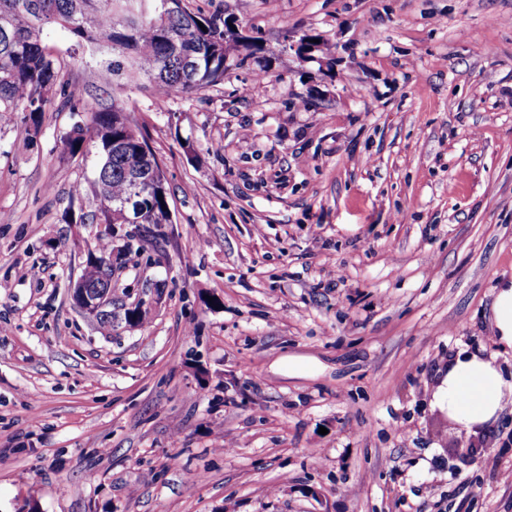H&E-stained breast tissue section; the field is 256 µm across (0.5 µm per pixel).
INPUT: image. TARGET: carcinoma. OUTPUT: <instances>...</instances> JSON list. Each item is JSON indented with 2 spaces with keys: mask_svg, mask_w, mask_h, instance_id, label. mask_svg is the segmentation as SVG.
Returning a JSON list of instances; mask_svg holds the SVG:
<instances>
[{
  "mask_svg": "<svg viewBox=\"0 0 512 512\" xmlns=\"http://www.w3.org/2000/svg\"><path fill=\"white\" fill-rule=\"evenodd\" d=\"M0 114L17 116L38 135L45 112L60 95L69 111L86 120L65 135L71 158L95 147L98 205L91 213H70L67 223L121 225L133 219L156 227L170 223V205L158 158L130 116L114 106L87 108L62 82L64 63L44 40L50 25L67 29L79 43L105 45L112 62L101 71L103 83L120 75L147 81L163 105L176 94L191 96L224 82L229 70L224 14L193 13L184 0H0ZM112 241L100 238L89 250L82 278L104 283Z\"/></svg>",
  "mask_w": 512,
  "mask_h": 512,
  "instance_id": "cac0c4a2",
  "label": "carcinoma"
}]
</instances>
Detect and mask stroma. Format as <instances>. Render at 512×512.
Wrapping results in <instances>:
<instances>
[{
	"instance_id": "35a3bbf8",
	"label": "stroma",
	"mask_w": 512,
	"mask_h": 512,
	"mask_svg": "<svg viewBox=\"0 0 512 512\" xmlns=\"http://www.w3.org/2000/svg\"><path fill=\"white\" fill-rule=\"evenodd\" d=\"M185 3L268 51L228 43L223 83L161 110L46 32L160 160L172 221L113 277L141 326L69 296L96 242L73 186L98 204L77 115L32 143L0 115V512H512V400L465 432L437 397L462 351L512 380V0ZM495 340L503 349H512V279L496 295L492 307Z\"/></svg>"
}]
</instances>
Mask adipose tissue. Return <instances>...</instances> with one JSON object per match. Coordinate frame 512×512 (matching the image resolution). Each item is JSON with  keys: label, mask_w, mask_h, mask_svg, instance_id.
Masks as SVG:
<instances>
[{"label": "adipose tissue", "mask_w": 512, "mask_h": 512, "mask_svg": "<svg viewBox=\"0 0 512 512\" xmlns=\"http://www.w3.org/2000/svg\"><path fill=\"white\" fill-rule=\"evenodd\" d=\"M512 383L504 379L494 360L476 354H461L448 364L440 387L449 415L463 427L485 424L503 409L505 393Z\"/></svg>", "instance_id": "ef3b65f1"}]
</instances>
